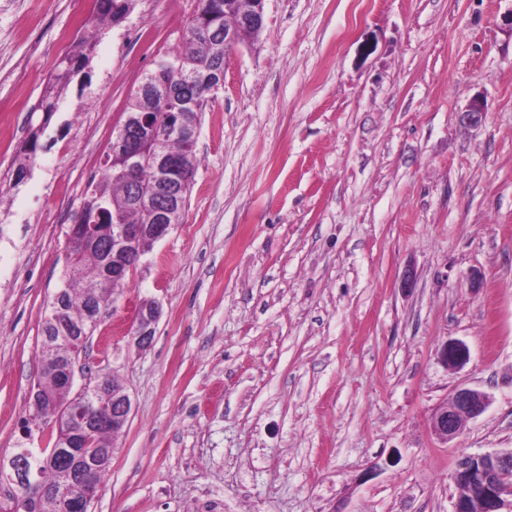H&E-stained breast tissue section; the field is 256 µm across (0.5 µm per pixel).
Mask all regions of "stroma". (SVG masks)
<instances>
[{"instance_id":"1","label":"stroma","mask_w":512,"mask_h":512,"mask_svg":"<svg viewBox=\"0 0 512 512\" xmlns=\"http://www.w3.org/2000/svg\"><path fill=\"white\" fill-rule=\"evenodd\" d=\"M190 18L196 0H180ZM83 0H6L0 110V459L29 421L39 324L74 212L146 72L184 39L137 0L52 118L38 109ZM202 115L180 224L131 271L75 365L132 413L90 512H452L462 456L512 448V0H267ZM155 28L154 54L133 33ZM485 104L477 127L461 112ZM74 192L55 195L58 180ZM56 231L40 232L43 211ZM414 284L402 289L405 274ZM162 314L137 348L135 308ZM470 358L444 367L441 344ZM487 409L444 443L456 389Z\"/></svg>"}]
</instances>
